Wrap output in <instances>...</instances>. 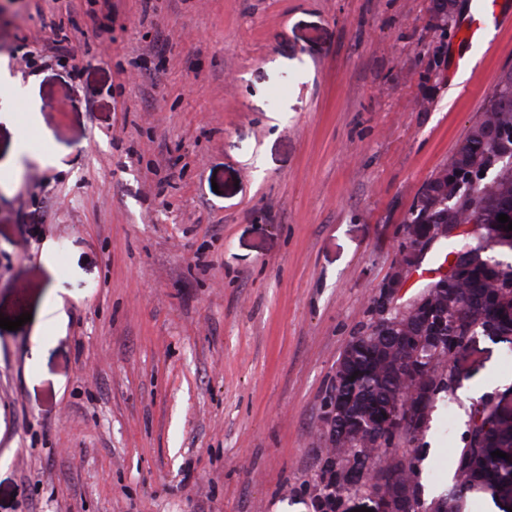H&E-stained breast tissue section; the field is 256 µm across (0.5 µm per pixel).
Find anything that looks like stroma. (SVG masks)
Returning <instances> with one entry per match:
<instances>
[{
    "mask_svg": "<svg viewBox=\"0 0 512 512\" xmlns=\"http://www.w3.org/2000/svg\"><path fill=\"white\" fill-rule=\"evenodd\" d=\"M499 7L469 43L472 0H0V113L39 116L0 177V512H316L336 363L512 68ZM509 354L436 396L439 493Z\"/></svg>",
    "mask_w": 512,
    "mask_h": 512,
    "instance_id": "1",
    "label": "stroma"
}]
</instances>
